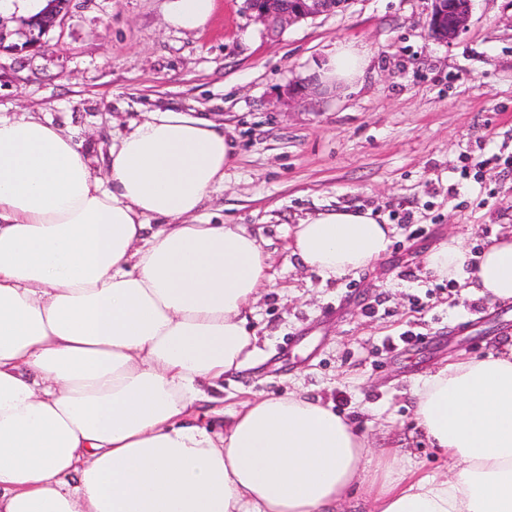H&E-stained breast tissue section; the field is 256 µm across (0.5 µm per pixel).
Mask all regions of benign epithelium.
Segmentation results:
<instances>
[{"instance_id":"7a95c632","label":"benign epithelium","mask_w":512,"mask_h":512,"mask_svg":"<svg viewBox=\"0 0 512 512\" xmlns=\"http://www.w3.org/2000/svg\"><path fill=\"white\" fill-rule=\"evenodd\" d=\"M473 0H456L453 9H448L443 0H434L429 27L438 40L449 42L457 38L466 28L472 11ZM69 0H54L39 22L26 25V39L22 43L6 44L13 32L0 17V50L9 49L22 53L43 46L42 37L53 27L61 24L67 14ZM248 8L255 13L271 35L285 27L308 18L333 14L348 3V0H246Z\"/></svg>"}]
</instances>
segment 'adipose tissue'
I'll return each instance as SVG.
<instances>
[{"label":"adipose tissue","mask_w":512,"mask_h":512,"mask_svg":"<svg viewBox=\"0 0 512 512\" xmlns=\"http://www.w3.org/2000/svg\"><path fill=\"white\" fill-rule=\"evenodd\" d=\"M216 8L170 0L165 21L201 30ZM233 151L215 122L155 109L101 179L51 122L0 118V512H347L362 488L374 512H512V351L417 387L439 477L372 467L365 437L299 393L243 402L220 436L193 423L257 353L246 313L272 281L245 225L194 221ZM390 234L344 207L288 248L336 278ZM467 290L512 299V232Z\"/></svg>","instance_id":"1"}]
</instances>
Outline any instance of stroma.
I'll list each match as a JSON object with an SVG mask.
<instances>
[{"mask_svg": "<svg viewBox=\"0 0 512 512\" xmlns=\"http://www.w3.org/2000/svg\"><path fill=\"white\" fill-rule=\"evenodd\" d=\"M217 3L208 27L184 31L166 25L168 0H71L48 49L0 51V116L51 118L98 177L153 109L218 123L235 155L196 220L258 230L273 280L251 306L259 354L197 423L220 432L243 400L302 388L341 403L371 447L441 476L414 385L512 349V312L424 265L448 237L471 259L512 230V0H473L449 43L430 33L433 0H349L275 36L244 0ZM340 45L364 52L361 73L313 87ZM342 207L372 210L392 243L374 266L327 279L290 256L288 230ZM407 330L430 344L384 351Z\"/></svg>", "mask_w": 512, "mask_h": 512, "instance_id": "1", "label": "stroma"}]
</instances>
